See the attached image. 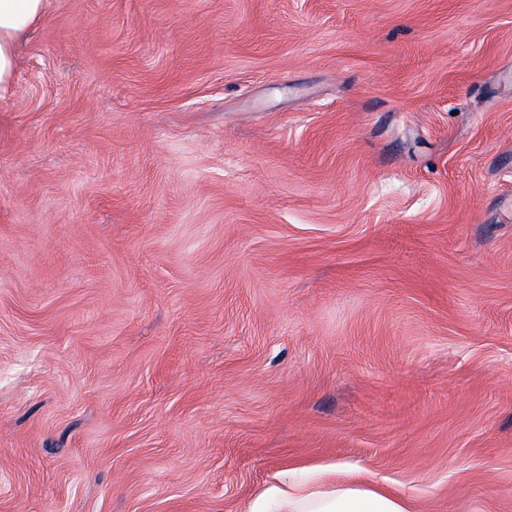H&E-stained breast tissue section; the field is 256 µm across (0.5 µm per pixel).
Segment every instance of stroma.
<instances>
[{
    "label": "stroma",
    "mask_w": 512,
    "mask_h": 512,
    "mask_svg": "<svg viewBox=\"0 0 512 512\" xmlns=\"http://www.w3.org/2000/svg\"><path fill=\"white\" fill-rule=\"evenodd\" d=\"M15 54L0 512H512V0H48ZM404 499L353 484H336V469L318 467L304 478L275 480L245 512H410Z\"/></svg>",
    "instance_id": "35a3bbf8"
}]
</instances>
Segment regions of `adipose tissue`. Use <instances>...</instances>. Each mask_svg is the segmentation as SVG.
Listing matches in <instances>:
<instances>
[{"label": "adipose tissue", "instance_id": "adipose-tissue-1", "mask_svg": "<svg viewBox=\"0 0 512 512\" xmlns=\"http://www.w3.org/2000/svg\"><path fill=\"white\" fill-rule=\"evenodd\" d=\"M46 10V0H0V97L10 93L17 39ZM245 512H409L404 499L336 481L335 469H311L304 478L279 479L262 489Z\"/></svg>", "mask_w": 512, "mask_h": 512}]
</instances>
